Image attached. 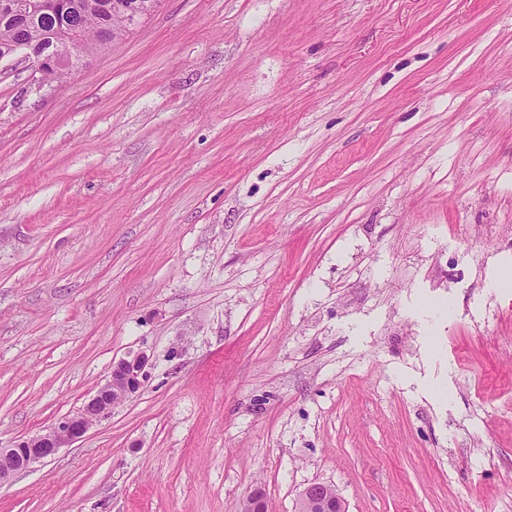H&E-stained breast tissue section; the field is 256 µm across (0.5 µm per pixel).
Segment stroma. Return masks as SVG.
<instances>
[{"label": "stroma", "mask_w": 512, "mask_h": 512, "mask_svg": "<svg viewBox=\"0 0 512 512\" xmlns=\"http://www.w3.org/2000/svg\"><path fill=\"white\" fill-rule=\"evenodd\" d=\"M512 0H162L0 64V512H512ZM149 357L144 352L128 353L113 361L105 383L97 387L72 414L59 418L49 428L15 440L0 448V485L27 471L35 463L54 457L60 448L81 441L90 428L112 413V408L132 398L148 377ZM321 482L309 484L301 493L298 512H346L340 495Z\"/></svg>", "instance_id": "1"}]
</instances>
